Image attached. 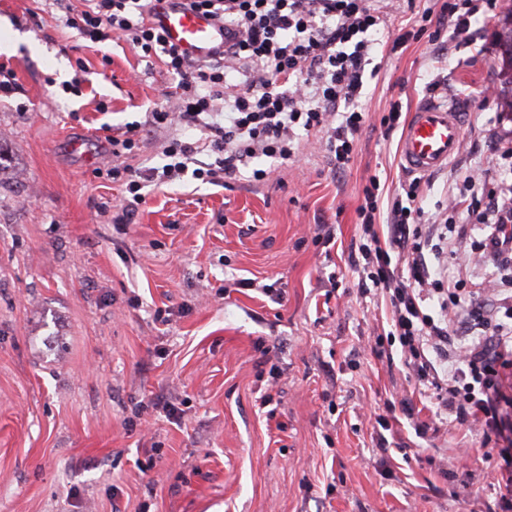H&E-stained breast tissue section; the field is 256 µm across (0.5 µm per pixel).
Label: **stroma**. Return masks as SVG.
I'll list each match as a JSON object with an SVG mask.
<instances>
[{
  "label": "stroma",
  "instance_id": "35a3bbf8",
  "mask_svg": "<svg viewBox=\"0 0 512 512\" xmlns=\"http://www.w3.org/2000/svg\"><path fill=\"white\" fill-rule=\"evenodd\" d=\"M82 3L0 0V26L25 36L0 54V512H488L501 490L480 432L408 375L391 306L355 263L366 181L385 210L408 177L381 125L393 103L411 112L436 79L432 95L468 112L426 215L461 173L502 169L500 18L443 55L375 46L344 171L304 143L261 182L244 167L230 189L146 186L117 224L122 186L95 174L109 139L88 159L68 141L144 121L171 79L126 42L77 39L65 16ZM471 244L449 235L440 264L495 307L492 266L462 260ZM398 395L410 414L390 411Z\"/></svg>",
  "mask_w": 512,
  "mask_h": 512
}]
</instances>
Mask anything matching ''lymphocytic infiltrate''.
I'll return each instance as SVG.
<instances>
[{
    "label": "lymphocytic infiltrate",
    "mask_w": 512,
    "mask_h": 512,
    "mask_svg": "<svg viewBox=\"0 0 512 512\" xmlns=\"http://www.w3.org/2000/svg\"><path fill=\"white\" fill-rule=\"evenodd\" d=\"M183 6L234 28L237 41L198 62L147 23L148 0H84L83 9L65 19L80 38L124 40L158 59L174 84L164 103L149 112L148 125L178 124L202 133L198 139L169 138L162 145L165 164L146 170L125 162L140 148L139 126L112 138L114 163L106 173L124 180L128 193L114 218L118 224L129 223L144 202L145 184L160 186L189 175L227 186L252 159L296 160L299 129L323 135L331 162L343 169L365 123L359 99L376 34L386 33L396 47L423 36L393 26L378 0H183ZM476 14L462 0H441L424 16L426 36L436 44L448 29L470 39ZM462 186L481 191L470 203L484 231L476 249L490 255L498 269L494 288L501 319L485 317L480 305H464L461 282L443 281L429 266L420 179L396 195L382 236L375 228L380 181L369 178L357 210L364 238L360 270L389 298L412 376L436 391L451 424L481 431L491 448L488 463L505 488L493 512H512V397L502 390L512 373V182L500 178L487 186L472 172ZM476 320L481 335L456 342L455 328H469Z\"/></svg>",
    "instance_id": "lymphocytic-infiltrate-1"
}]
</instances>
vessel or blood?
<instances>
[{
  "label": "vessel or blood",
  "mask_w": 512,
  "mask_h": 512,
  "mask_svg": "<svg viewBox=\"0 0 512 512\" xmlns=\"http://www.w3.org/2000/svg\"><path fill=\"white\" fill-rule=\"evenodd\" d=\"M147 20L169 43L199 61L212 58L236 39L234 30L208 15L183 8L180 0H150ZM463 137L464 123L456 104L425 99L411 112L403 131L400 162L414 174L445 170L460 153Z\"/></svg>",
  "instance_id": "b4317fda"
}]
</instances>
